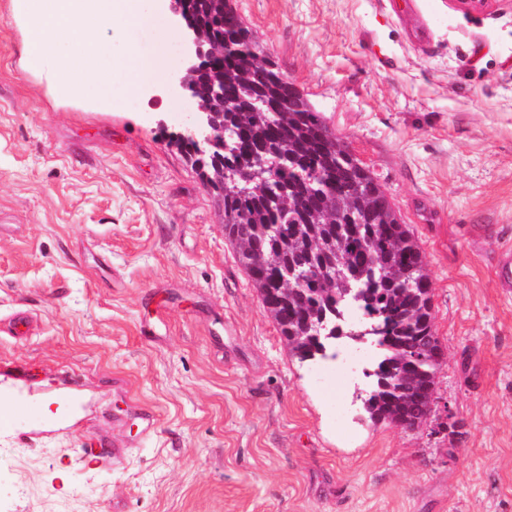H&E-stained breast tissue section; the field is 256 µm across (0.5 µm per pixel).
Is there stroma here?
Instances as JSON below:
<instances>
[{"label": "stroma", "instance_id": "35a3bbf8", "mask_svg": "<svg viewBox=\"0 0 512 512\" xmlns=\"http://www.w3.org/2000/svg\"><path fill=\"white\" fill-rule=\"evenodd\" d=\"M138 95L70 103L0 0V512H512V0H233L424 256L444 351L414 430L362 414L374 346L290 352L223 198L168 143L185 33ZM462 435H454L453 426Z\"/></svg>", "mask_w": 512, "mask_h": 512}]
</instances>
